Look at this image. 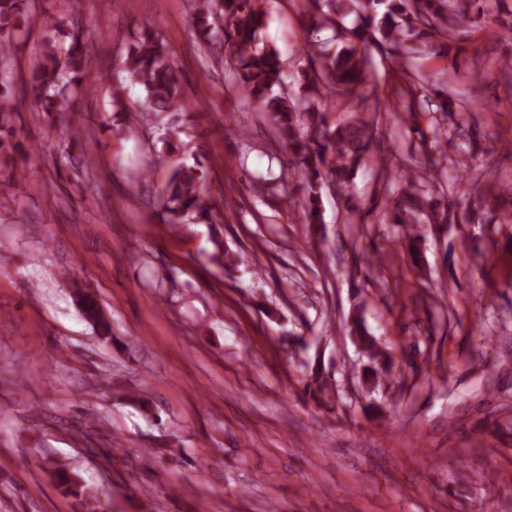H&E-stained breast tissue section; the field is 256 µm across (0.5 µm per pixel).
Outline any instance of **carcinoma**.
Instances as JSON below:
<instances>
[{
    "label": "carcinoma",
    "mask_w": 512,
    "mask_h": 512,
    "mask_svg": "<svg viewBox=\"0 0 512 512\" xmlns=\"http://www.w3.org/2000/svg\"><path fill=\"white\" fill-rule=\"evenodd\" d=\"M32 0H0V112H13L16 106L8 94L14 70V41L33 20ZM482 0H305L307 24L313 31L329 28L336 47L328 48L314 39L307 42L310 67L297 73L298 90L275 94L274 87L284 88V72L276 50L260 42L266 23L261 0H195L194 24L200 31L207 52L213 59L224 54V66L235 85L261 111L269 114L276 139L288 154L293 174L302 180V223L311 240H316L323 224L321 190L327 183L341 187L372 156L374 125L357 119L345 125L331 126L326 119L323 102L341 99L347 103L374 101L380 110L381 100L368 80L367 65L374 50L399 60L404 42L419 40L417 53H433L446 47L445 41L463 30V21L482 13ZM355 16L352 27L343 24ZM70 42L53 39L36 50L32 93L35 111L51 115L61 102L79 93L94 92L102 77L91 72L81 35L69 34ZM123 81L109 86L111 104L125 107L126 89L138 86L145 93L147 112H180L184 104L183 89L170 56L158 35L144 32L123 62ZM380 173L402 184L393 204L382 209L380 218L391 224L405 226L404 244L409 254L419 258L423 239L422 224L448 223L447 209L436 208L425 199L415 173L392 170L386 160L379 163ZM207 175L204 163L182 164L175 168L161 189L165 224H186L197 220L215 224L217 210L206 199ZM211 260L222 267L235 268L244 257L224 244L213 240ZM85 317L103 343H112V323L103 314L99 300L91 293L81 296ZM348 331L356 336L361 352L370 364L364 377L375 386L386 382L393 368L388 351L369 335L361 315L351 318ZM318 403L335 391L331 378H322L321 369L311 371L303 384ZM62 492L74 497L83 512H107L111 502L87 488L78 474L65 467L52 471Z\"/></svg>",
    "instance_id": "cac0c4a2"
}]
</instances>
